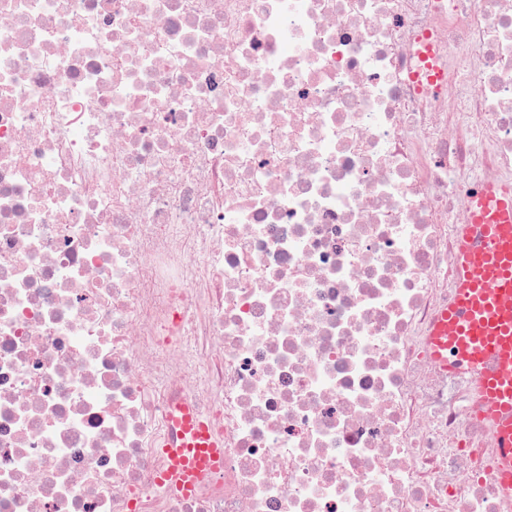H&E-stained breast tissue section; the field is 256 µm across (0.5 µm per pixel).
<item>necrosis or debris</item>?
Instances as JSON below:
<instances>
[{"mask_svg":"<svg viewBox=\"0 0 512 512\" xmlns=\"http://www.w3.org/2000/svg\"><path fill=\"white\" fill-rule=\"evenodd\" d=\"M510 175L512 0H0V512H506L426 340ZM221 446L212 439L204 422L189 414L175 419L163 446L172 457V464L161 474V481L183 496L190 495L203 476L223 466Z\"/></svg>","mask_w":512,"mask_h":512,"instance_id":"obj_1","label":"necrosis or debris"}]
</instances>
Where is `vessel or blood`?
<instances>
[{
    "instance_id": "1",
    "label": "vessel or blood",
    "mask_w": 512,
    "mask_h": 512,
    "mask_svg": "<svg viewBox=\"0 0 512 512\" xmlns=\"http://www.w3.org/2000/svg\"><path fill=\"white\" fill-rule=\"evenodd\" d=\"M470 211L455 228L453 300L436 317L431 361L470 375L472 415L491 436L499 485L512 499V180L484 183ZM164 446L172 463L161 480L184 496L224 464L220 443L189 415L173 421Z\"/></svg>"
}]
</instances>
